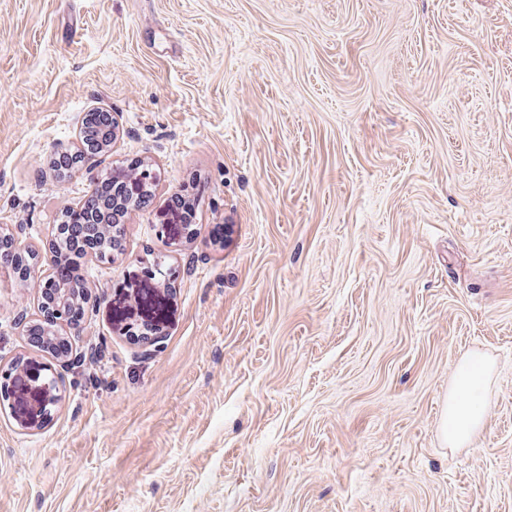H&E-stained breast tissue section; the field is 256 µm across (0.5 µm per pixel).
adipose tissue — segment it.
<instances>
[{"label":"adipose tissue","instance_id":"1","mask_svg":"<svg viewBox=\"0 0 512 512\" xmlns=\"http://www.w3.org/2000/svg\"><path fill=\"white\" fill-rule=\"evenodd\" d=\"M488 375V365L480 356H471L462 364L448 392V406L441 420V432L449 445L472 443L485 428L486 414L480 395Z\"/></svg>","mask_w":512,"mask_h":512}]
</instances>
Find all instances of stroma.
<instances>
[{
	"label": "stroma",
	"mask_w": 512,
	"mask_h": 512,
	"mask_svg": "<svg viewBox=\"0 0 512 512\" xmlns=\"http://www.w3.org/2000/svg\"><path fill=\"white\" fill-rule=\"evenodd\" d=\"M93 110L112 142L58 177ZM115 165L152 194L82 261L72 356L0 283V367L62 395L36 431L0 412V512H512V0H0V225L34 277ZM472 354L487 424L452 448ZM488 375V365L480 356H471L461 365L448 392V406L441 420V432L449 445L472 443L485 428L486 414L480 395Z\"/></svg>",
	"instance_id": "35a3bbf8"
}]
</instances>
